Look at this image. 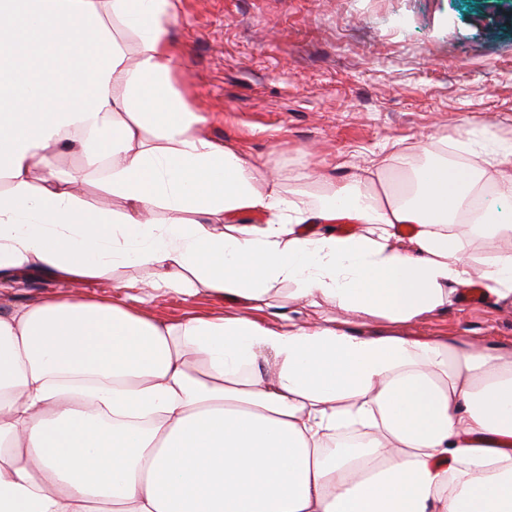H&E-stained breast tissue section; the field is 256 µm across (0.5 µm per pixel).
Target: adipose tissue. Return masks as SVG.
<instances>
[{
  "instance_id": "ef3b65f1",
  "label": "adipose tissue",
  "mask_w": 512,
  "mask_h": 512,
  "mask_svg": "<svg viewBox=\"0 0 512 512\" xmlns=\"http://www.w3.org/2000/svg\"><path fill=\"white\" fill-rule=\"evenodd\" d=\"M173 0H0V279L153 287L258 308L291 287L394 324L473 278L512 297V145L448 141L308 186L300 208L178 94ZM133 33L135 52L115 35ZM75 144L126 207L85 206ZM167 216L156 220V209ZM246 211L260 224H239ZM358 230L326 233L338 218ZM343 428L361 432L335 445ZM0 512H512V353L286 317L169 323L57 295L0 310Z\"/></svg>"
}]
</instances>
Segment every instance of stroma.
<instances>
[{
  "label": "stroma",
  "instance_id": "stroma-1",
  "mask_svg": "<svg viewBox=\"0 0 512 512\" xmlns=\"http://www.w3.org/2000/svg\"><path fill=\"white\" fill-rule=\"evenodd\" d=\"M168 36L175 87L205 118L204 134L239 148L281 179L316 172L346 183L381 152L421 140L512 144V0H177ZM126 266L91 285L37 275L0 281V309L68 292L112 298L161 321L256 314L323 324L338 317L281 296L260 312L201 293L140 289ZM363 335L464 337L512 351V299L461 305L394 325L348 318Z\"/></svg>",
  "mask_w": 512,
  "mask_h": 512
}]
</instances>
